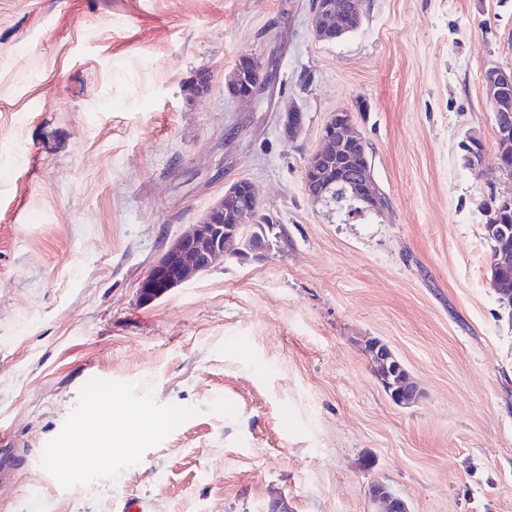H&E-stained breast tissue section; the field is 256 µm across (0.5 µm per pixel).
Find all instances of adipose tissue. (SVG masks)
I'll return each mask as SVG.
<instances>
[{
    "mask_svg": "<svg viewBox=\"0 0 512 512\" xmlns=\"http://www.w3.org/2000/svg\"><path fill=\"white\" fill-rule=\"evenodd\" d=\"M112 414L125 421V429L117 432L113 430L110 423L91 421L88 428L93 438L79 447L78 459L91 458L99 464L108 465L111 464L114 454L134 456L148 435L159 428V423L150 406L143 403L137 404L130 411L122 405L113 407Z\"/></svg>",
    "mask_w": 512,
    "mask_h": 512,
    "instance_id": "1",
    "label": "adipose tissue"
}]
</instances>
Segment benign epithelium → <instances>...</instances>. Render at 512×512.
<instances>
[{
    "instance_id": "obj_1",
    "label": "benign epithelium",
    "mask_w": 512,
    "mask_h": 512,
    "mask_svg": "<svg viewBox=\"0 0 512 512\" xmlns=\"http://www.w3.org/2000/svg\"><path fill=\"white\" fill-rule=\"evenodd\" d=\"M312 25L316 36L328 40L343 23L346 4L343 0H314ZM262 85V68L250 54L244 53L236 61L226 79L228 94L236 99L255 98ZM487 99L493 106L498 143L512 142V113L506 103L512 98V69L492 67L484 78ZM285 138L293 140L305 125V112L290 105L280 115ZM365 143L356 129L351 112L341 109L325 123L319 144L309 158L303 173L305 191L316 202H324L336 183L332 158L347 147ZM342 181L351 189L352 214L381 212L385 196L376 187L369 163L343 171ZM258 197L247 180L237 181L224 189V197L211 206L189 231L175 239L151 266L139 283V298L153 302L194 277L206 272L218 259L224 257L259 260L272 249L271 233L274 226L257 225ZM490 233L501 238L490 262L495 287L512 297V231L505 224L489 227ZM377 378L391 401L399 407L418 402L419 388L406 366L383 341L370 337L364 341ZM373 512H410L407 502L389 492V488L375 483L368 489Z\"/></svg>"
}]
</instances>
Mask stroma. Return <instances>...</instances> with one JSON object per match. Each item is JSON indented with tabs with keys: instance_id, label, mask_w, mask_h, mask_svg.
<instances>
[{
	"instance_id": "stroma-1",
	"label": "stroma",
	"mask_w": 512,
	"mask_h": 512,
	"mask_svg": "<svg viewBox=\"0 0 512 512\" xmlns=\"http://www.w3.org/2000/svg\"><path fill=\"white\" fill-rule=\"evenodd\" d=\"M312 0H0V512H512V310L490 285L499 168L483 75L512 68V0H363L319 40ZM263 66L249 102L224 88ZM306 114L286 140L280 113ZM351 111L388 209L309 201ZM477 135L479 165L463 143ZM240 180L282 234L153 302L138 286ZM422 395L395 406L365 338ZM160 430L110 465L72 450L113 403ZM372 468H364L365 458ZM261 85L262 68L258 61L251 54H242L227 76L228 94L232 98L251 100L255 98ZM365 143L356 129L351 112L341 109L333 113L325 123L319 144L304 168L303 180L308 197L316 202H325L337 181L331 159L351 145ZM369 499L375 510L372 512H410L407 502L391 492L381 483L372 484L368 489ZM380 510H377V509Z\"/></svg>"
}]
</instances>
